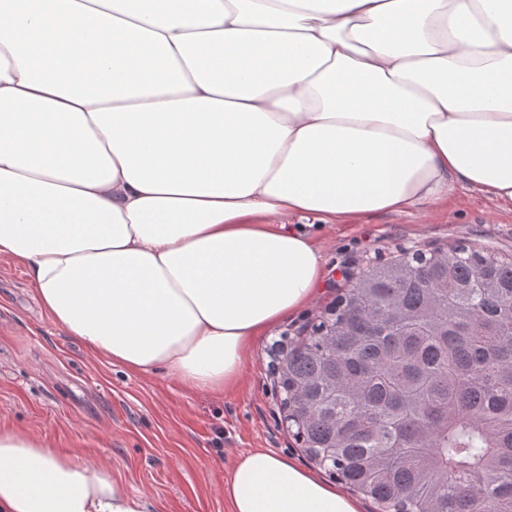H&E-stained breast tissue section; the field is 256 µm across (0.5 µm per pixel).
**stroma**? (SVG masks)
Here are the masks:
<instances>
[{"instance_id":"obj_1","label":"stroma","mask_w":512,"mask_h":512,"mask_svg":"<svg viewBox=\"0 0 512 512\" xmlns=\"http://www.w3.org/2000/svg\"><path fill=\"white\" fill-rule=\"evenodd\" d=\"M325 277L315 299L249 345L240 378L204 391L159 371L129 374L89 354L43 311L17 260L0 255V428L28 430L77 460L111 466L160 512H226L224 483L240 453L269 449L335 484L283 425L272 362L370 264L461 245L512 259V205L455 184L445 200L309 226Z\"/></svg>"}]
</instances>
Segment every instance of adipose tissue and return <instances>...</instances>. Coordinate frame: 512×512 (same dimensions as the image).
<instances>
[{
	"instance_id": "1",
	"label": "adipose tissue",
	"mask_w": 512,
	"mask_h": 512,
	"mask_svg": "<svg viewBox=\"0 0 512 512\" xmlns=\"http://www.w3.org/2000/svg\"><path fill=\"white\" fill-rule=\"evenodd\" d=\"M512 204V0H0V255L53 322L202 390L309 304L313 237L444 199ZM229 512H360L269 450ZM0 512H158L0 429Z\"/></svg>"
}]
</instances>
